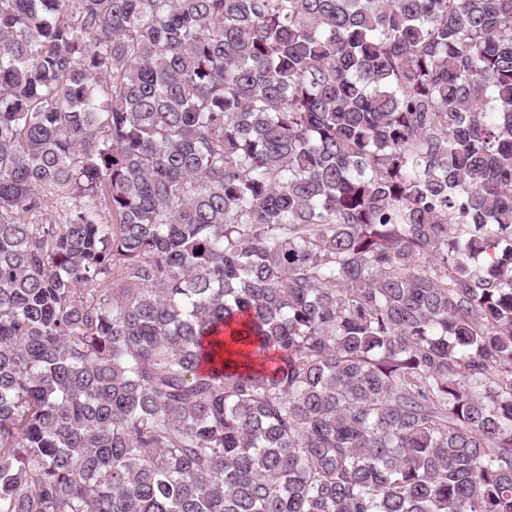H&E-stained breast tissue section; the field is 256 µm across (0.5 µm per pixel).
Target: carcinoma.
Masks as SVG:
<instances>
[{"label": "carcinoma", "instance_id": "obj_1", "mask_svg": "<svg viewBox=\"0 0 512 512\" xmlns=\"http://www.w3.org/2000/svg\"><path fill=\"white\" fill-rule=\"evenodd\" d=\"M0 512H512V0H0Z\"/></svg>", "mask_w": 512, "mask_h": 512}]
</instances>
